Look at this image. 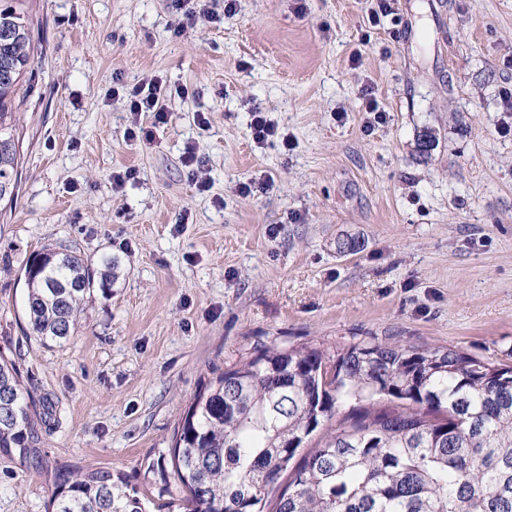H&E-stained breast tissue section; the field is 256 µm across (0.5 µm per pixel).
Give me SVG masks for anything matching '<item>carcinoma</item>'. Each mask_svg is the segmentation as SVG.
Returning a JSON list of instances; mask_svg holds the SVG:
<instances>
[{
	"label": "carcinoma",
	"mask_w": 512,
	"mask_h": 512,
	"mask_svg": "<svg viewBox=\"0 0 512 512\" xmlns=\"http://www.w3.org/2000/svg\"><path fill=\"white\" fill-rule=\"evenodd\" d=\"M29 0H0V202L18 197L19 106L34 82ZM119 268L45 248L25 264L26 317L42 344H64L94 287ZM384 397L391 406L374 408ZM367 402L293 471L272 512H512V366L457 347L358 343L328 357L268 345L201 386L174 433L187 512H264L305 440L347 401ZM35 400L0 356V451L43 466ZM48 512H147L112 471L61 468Z\"/></svg>",
	"instance_id": "obj_1"
}]
</instances>
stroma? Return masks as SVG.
Wrapping results in <instances>:
<instances>
[{
	"instance_id": "35a3bbf8",
	"label": "stroma",
	"mask_w": 512,
	"mask_h": 512,
	"mask_svg": "<svg viewBox=\"0 0 512 512\" xmlns=\"http://www.w3.org/2000/svg\"><path fill=\"white\" fill-rule=\"evenodd\" d=\"M30 0L34 86L0 209V355L60 423L42 468L0 453V512H47L59 467L184 512L173 434L204 383L262 345H451L512 364V0ZM162 78L168 121L124 85ZM371 83L382 121L361 107ZM266 112L293 150L257 147ZM206 113L200 126L197 113ZM149 137L129 135L133 123ZM203 159L200 190L182 158ZM126 181L113 189L115 175ZM270 178L268 193L242 184ZM353 237L357 252L337 254ZM117 260L64 345L29 334L43 247Z\"/></svg>"
}]
</instances>
